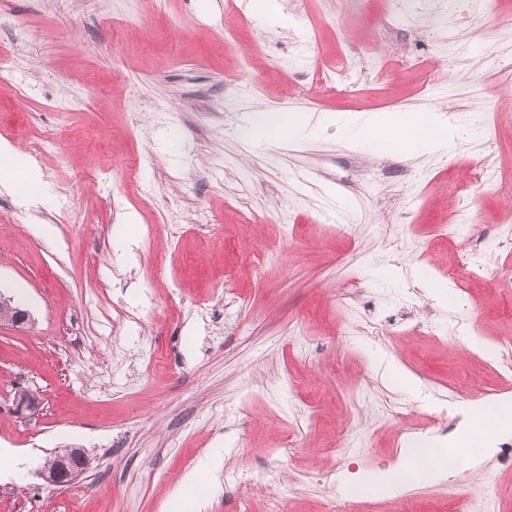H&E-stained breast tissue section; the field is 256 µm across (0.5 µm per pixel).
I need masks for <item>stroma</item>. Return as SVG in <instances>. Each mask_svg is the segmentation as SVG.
Segmentation results:
<instances>
[{
    "mask_svg": "<svg viewBox=\"0 0 512 512\" xmlns=\"http://www.w3.org/2000/svg\"><path fill=\"white\" fill-rule=\"evenodd\" d=\"M275 5L0 0V142L41 188L33 202L0 188V294L31 317L0 327V448L25 457L0 474V512H170L210 456L201 512H329L413 442L457 448L469 403L512 406V0H394L392 28L363 24L362 0ZM348 47L394 61L390 81L359 67L349 86L311 87ZM271 109L312 134L243 142L247 116ZM422 110L477 132L373 158L345 127ZM390 361L412 386L389 381ZM18 385L42 398L33 420L10 410ZM487 443L393 498L452 512L492 485L512 512L498 455L512 429ZM65 447L90 465L47 485L38 471Z\"/></svg>",
    "mask_w": 512,
    "mask_h": 512,
    "instance_id": "1",
    "label": "stroma"
}]
</instances>
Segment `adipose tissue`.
<instances>
[{
	"mask_svg": "<svg viewBox=\"0 0 512 512\" xmlns=\"http://www.w3.org/2000/svg\"><path fill=\"white\" fill-rule=\"evenodd\" d=\"M307 128L303 117L287 110L251 113L240 135L251 144L272 145L301 136ZM351 130L355 142L373 154L393 150L409 153L437 152L448 147L464 134V127L444 128L428 112H410L401 119L373 112L355 117ZM411 464L398 466L365 478L350 488L352 496L384 494L397 487H412L438 479L444 472L441 465L446 451L437 447L418 446L410 449Z\"/></svg>",
	"mask_w": 512,
	"mask_h": 512,
	"instance_id": "ef3b65f1",
	"label": "adipose tissue"
}]
</instances>
